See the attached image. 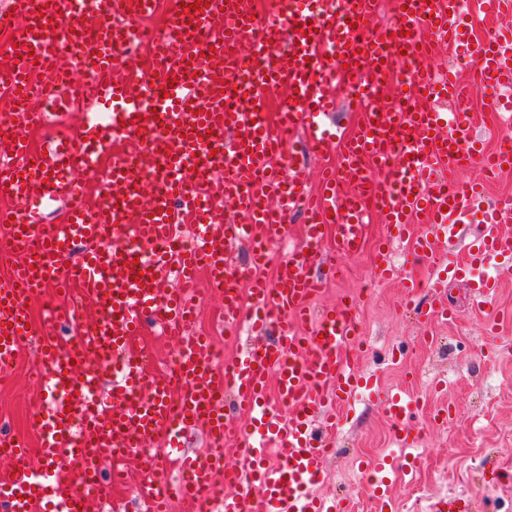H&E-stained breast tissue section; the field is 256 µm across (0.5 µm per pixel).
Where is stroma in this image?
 <instances>
[{"label": "stroma", "mask_w": 512, "mask_h": 512, "mask_svg": "<svg viewBox=\"0 0 512 512\" xmlns=\"http://www.w3.org/2000/svg\"><path fill=\"white\" fill-rule=\"evenodd\" d=\"M465 87L466 112L473 117L472 132L494 149L507 127L474 78L470 66L460 68ZM388 230L374 223L366 230V249L345 259L342 280L332 281L317 300L318 309L332 307L346 292H363L359 312L365 345L356 364L368 376L378 377L382 387L400 388L420 406L405 422L418 433L411 453L414 470L389 488L393 512H446L448 499H458L464 512H512V323L499 330L487 329L486 308L477 306L465 280L446 276L449 262L463 260L464 243L448 253L418 264L404 246L395 249L399 275L391 281L375 277L370 250ZM422 283L439 282L456 318L424 327L405 295L406 278ZM199 309L197 332L211 336L222 355L244 349L250 336L240 331L233 340L224 333V300L200 281L194 293ZM33 346H26L12 376L0 378V428L36 447L32 419L41 404L36 387ZM448 403L453 416L445 425L432 422L434 408ZM344 420L336 429L334 451L327 458L329 484L320 490L327 498L348 499L351 512H379L374 487L358 467L359 460L374 461L400 446L380 401L363 394L343 409ZM497 469L495 482L484 479ZM421 495H413L412 486Z\"/></svg>", "instance_id": "35a3bbf8"}]
</instances>
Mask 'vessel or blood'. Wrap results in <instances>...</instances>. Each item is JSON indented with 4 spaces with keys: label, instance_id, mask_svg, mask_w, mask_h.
Segmentation results:
<instances>
[{
    "label": "vessel or blood",
    "instance_id": "obj_1",
    "mask_svg": "<svg viewBox=\"0 0 512 512\" xmlns=\"http://www.w3.org/2000/svg\"><path fill=\"white\" fill-rule=\"evenodd\" d=\"M188 21L172 0L169 18L155 32L129 26L152 13L157 0H11L0 28L26 51L0 60V82L28 90L35 77L60 82L55 30L62 24L98 26L93 48L102 66L84 73L98 106L81 109L78 130L61 133L39 151L25 129L0 155V372H11L28 339H35L43 405L35 428L42 465L5 432L0 447L11 466L0 470V512H88L105 488L95 480L105 461L147 452L162 440L165 455L181 457L189 482L139 484L148 512H166L178 500L183 512H346L341 500L313 494L327 472L323 428L334 405L365 387L348 361L357 338L358 300L313 316L322 282L311 262L325 243L337 258L359 255L373 216L409 234L426 224L433 235L411 236V252L433 258L466 223L475 188L453 177L470 166L512 168V150L484 153L471 134V116L450 112L438 96L460 99L459 74L426 61L438 47L473 66L495 109L512 111V27L483 42L471 38L476 22L512 11V0H393L394 19L376 24V0H293L288 12L267 19L255 0H208ZM212 35L210 57L196 51L200 31ZM150 42L152 75L132 84L114 75L111 52L133 41ZM404 49L413 68L402 105L382 99L394 52ZM359 80L371 107L355 132L343 134L339 167L321 172L309 193L303 164L275 162L300 136L310 156L325 153L334 133L322 118L333 107L327 89L336 70ZM277 89L289 102L278 124L266 103ZM148 130L156 138L139 152H113L106 191L115 209L91 211L73 171L100 166L104 142ZM220 185L223 201L211 187ZM233 215L224 217L222 204ZM304 209L302 242L283 257L274 283L254 276L286 236V221ZM191 213L195 246L178 250L175 224ZM512 203L486 216L471 241L468 269L512 259V234L500 225ZM247 246L250 267L233 264V248ZM139 269L132 278L131 269ZM206 271L224 298V323L247 330L249 347L224 365L209 356L205 337L192 335L191 287ZM62 290L65 302L49 307L45 329H29V301L45 288ZM85 305L93 314L76 316ZM74 324L76 349L64 350L48 328ZM180 340L168 376L154 373L139 341L146 327ZM233 396L251 419L238 435L226 420ZM287 415H280V406ZM203 427L214 444L240 437V465L224 470L218 493L216 465L184 455L182 439ZM83 482H74L75 473Z\"/></svg>",
    "mask_w": 512,
    "mask_h": 512
}]
</instances>
